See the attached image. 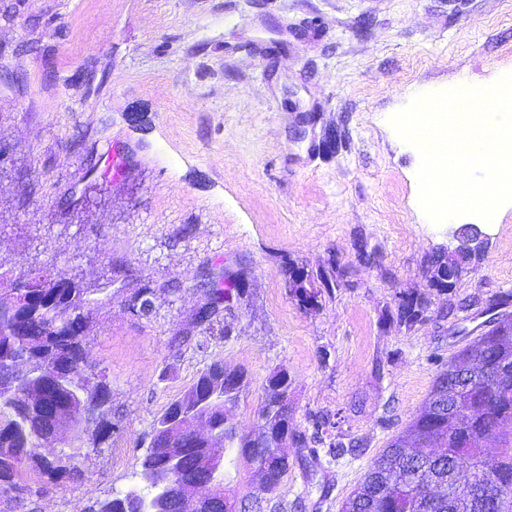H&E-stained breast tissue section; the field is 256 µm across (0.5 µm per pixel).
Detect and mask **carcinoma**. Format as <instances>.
Here are the masks:
<instances>
[{
	"label": "carcinoma",
	"mask_w": 512,
	"mask_h": 512,
	"mask_svg": "<svg viewBox=\"0 0 512 512\" xmlns=\"http://www.w3.org/2000/svg\"><path fill=\"white\" fill-rule=\"evenodd\" d=\"M470 257L460 253L453 259H434L431 285L445 287L443 277L448 262L459 265ZM289 295L306 310L316 309L332 285L326 270L309 271L290 266L286 269ZM14 277L28 284V291L10 298L14 312L4 311L0 300V499L22 507L43 493L40 486L22 483L28 471L53 479L76 481L81 475L79 459L82 434L94 428L102 439L115 428L108 420L111 388L104 371L89 385L85 378L95 365L89 360L84 340L95 310L93 295L84 277L54 266L46 270L14 275L0 270V283ZM235 272L224 271L205 290L207 313L197 312V322L210 326L219 307L228 310L244 295ZM155 288L145 284L127 300L129 309L147 316L153 311ZM429 303L420 295L400 298L389 317L411 328L426 318ZM512 356V321L499 322L476 337L451 357L469 365L471 377L458 392L460 407L448 418V398L443 396L448 370L437 374L423 408L405 429L393 437L373 460L363 480L345 500L341 512H512V365H501V353ZM243 369L228 370L214 361L199 373L195 382L171 401L152 426L151 438L161 441L172 418L180 412L197 410L207 417L209 435L186 447L148 448L140 461V479L152 475L180 487L197 477L189 460L217 442L227 443V456L244 458L261 475L265 491L273 492L290 468L288 456L269 453L271 441L283 430L288 438L305 446L322 443L330 422L313 420V432L296 428L288 407L291 381L280 370L267 379L259 417L265 429L254 435L238 432L229 407L247 385ZM44 398L60 408L57 422L68 430L70 451L57 455L37 452L46 440L47 419L37 408L34 397ZM494 445L495 455L486 448ZM184 459L176 470L173 458ZM464 466L481 484L489 478L494 493L482 500L460 485L456 468ZM155 493L144 482L139 490L117 493L99 504L98 512H135L133 498L148 499Z\"/></svg>",
	"instance_id": "obj_1"
}]
</instances>
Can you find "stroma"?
<instances>
[{"instance_id":"35a3bbf8","label":"stroma","mask_w":512,"mask_h":512,"mask_svg":"<svg viewBox=\"0 0 512 512\" xmlns=\"http://www.w3.org/2000/svg\"><path fill=\"white\" fill-rule=\"evenodd\" d=\"M507 73L512 0H0V267L107 283L86 348L116 430L83 440L81 481L48 483L32 512H92L137 485L154 420L216 360L248 372L239 432L259 431L284 368L300 429L327 416L360 449L288 443L264 512H339L442 364L512 316V206L426 221L392 110L418 86ZM457 222L479 225L483 253L441 291L430 261ZM331 264L319 309L299 308L285 267ZM226 268L247 293L201 326L202 285ZM146 283L143 317L125 301ZM414 294L426 320L386 318Z\"/></svg>"}]
</instances>
